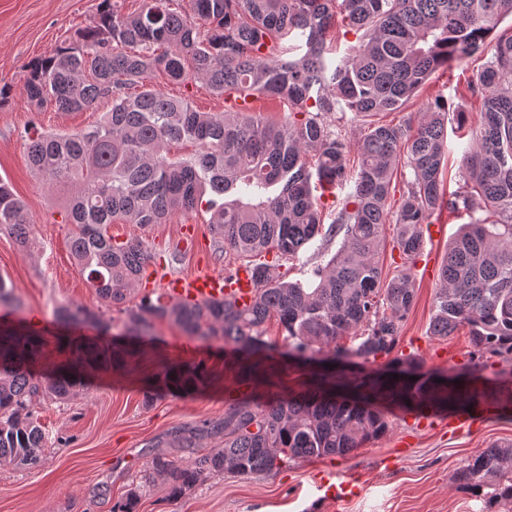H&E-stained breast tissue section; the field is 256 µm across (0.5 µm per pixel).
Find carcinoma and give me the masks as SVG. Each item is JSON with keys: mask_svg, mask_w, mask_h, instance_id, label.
I'll use <instances>...</instances> for the list:
<instances>
[{"mask_svg": "<svg viewBox=\"0 0 512 512\" xmlns=\"http://www.w3.org/2000/svg\"><path fill=\"white\" fill-rule=\"evenodd\" d=\"M167 0H145L122 14L102 0L98 20L74 42L36 61L25 90L31 103L61 112L111 103L83 132L46 134L27 129L28 161L44 183L64 197L60 212L70 226L74 263L101 299L125 304L151 259L139 240L116 242L117 220L148 226L176 212L205 206L210 231L224 250L260 258L252 264L257 294L249 304L170 303L144 295L124 308V327L141 338L154 323L170 320L185 335L221 339L240 356L274 358L264 326L278 321L288 338V367L336 362L363 367L388 356L414 302L409 264L424 245V225L435 212H463L469 222L448 244L435 294L430 334L447 337L469 329L474 355L512 360V0H188L184 11ZM357 34V46L339 61L328 57L336 25ZM294 43L286 46L283 40ZM130 48L118 52L117 45ZM484 53L487 61L469 80L480 99V125L470 134L462 186L446 195L441 175L448 151V120L462 129L466 112L437 96L427 101L416 127L390 125L379 116L405 107L440 68ZM160 74L184 84L200 80L224 96V114L197 111L186 98L155 89ZM288 102V119L273 123L250 113L249 101ZM335 112L359 117L358 173L353 191L336 203L323 227L325 191L349 178L348 144ZM192 143L186 157L168 147ZM314 158L308 165L307 158ZM403 190L391 202L394 180ZM321 190L320 195L314 191ZM395 214L393 248L404 263L382 279L383 229ZM23 249L33 233L21 200L0 181V231ZM341 238L336 254L312 270L308 285L277 272L316 239ZM272 256V261L264 260ZM0 304L21 311L13 286L0 276ZM64 326L98 324L100 315L76 307L59 310ZM358 333L359 343L338 340ZM68 366L44 381L36 370L45 339L0 328V463L36 465L49 433L35 418L42 395L65 401L80 384L75 367L106 356L108 342L56 338ZM208 360L163 367L154 384H202ZM410 405L461 404L452 392L468 385L487 396L489 380L436 382L417 360L396 358ZM418 380L413 381L411 377ZM352 394L318 387L266 403L234 398L224 421L179 430L172 448H187L179 461L157 454L139 477L150 488L162 480L178 499L224 474H264L297 460L344 457L389 428L384 412L362 394L363 375L351 377ZM214 445L203 448V441ZM459 489L485 500L486 512L512 509V444H492L466 460L451 477Z\"/></svg>", "mask_w": 512, "mask_h": 512, "instance_id": "1", "label": "carcinoma"}]
</instances>
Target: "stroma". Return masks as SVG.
<instances>
[{
	"mask_svg": "<svg viewBox=\"0 0 512 512\" xmlns=\"http://www.w3.org/2000/svg\"><path fill=\"white\" fill-rule=\"evenodd\" d=\"M101 0H0V179L8 182L25 206L33 226V243L21 249L0 231V275L12 281L25 304V315L54 321L59 307L83 306L101 314L110 338L123 332L126 315L110 307L76 268L68 247V227L59 213L63 199L33 172L27 160L28 127L52 134L83 131L99 122L108 104L80 112H60L53 106L32 105L25 92L31 64L72 42L78 31L94 23ZM477 55L463 65L433 74L427 86L406 108L383 114V122L416 121L425 101L441 95L466 110L470 127L481 116L466 88L483 66ZM153 84L164 94L188 99L201 112L220 113L223 97L198 81L173 84L156 76ZM210 215L198 210L173 214L166 223L146 227L112 224L119 241L138 240L153 256L140 294H163L161 272L189 276L200 272L224 274L243 265V258L225 252L210 232ZM464 214L435 216L425 234L423 250L411 268L414 304L406 315L395 355L413 356L424 370L456 375L496 377L512 372V362L497 357L472 359L468 329L441 338L431 335L439 271ZM180 330L156 322L153 338L141 340L121 369H88L73 396L60 402L36 400L34 411L50 434L40 463L27 470L0 466V512H111L130 490H138L139 475L150 454L183 457L169 447L181 429L224 418V393L232 381L224 371V343L212 340L201 348L209 357L211 379L193 392H167L148 400L149 380L165 364L186 361L173 351L171 338ZM390 427L379 438L344 457L298 461L261 475L218 476L195 491L170 499L165 485L138 491L137 512H485L481 498L463 492L450 477L467 459L493 443H512V407L471 429L448 428V410H438L437 423L419 429L406 423L407 409L387 404ZM356 479L361 493L345 502L320 500L314 481L320 469Z\"/></svg>",
	"mask_w": 512,
	"mask_h": 512,
	"instance_id": "stroma-1",
	"label": "stroma"
}]
</instances>
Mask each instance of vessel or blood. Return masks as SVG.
Listing matches in <instances>:
<instances>
[{
	"label": "vessel or blood",
	"mask_w": 512,
	"mask_h": 512,
	"mask_svg": "<svg viewBox=\"0 0 512 512\" xmlns=\"http://www.w3.org/2000/svg\"><path fill=\"white\" fill-rule=\"evenodd\" d=\"M255 288L256 283L246 266L231 275L174 276L165 283V292L170 300L197 304L224 299L246 304L251 301ZM494 410L493 404L478 397L474 399L470 412L451 418L450 423L460 429L474 421L493 417ZM318 491L322 499L344 500L357 493L358 485L355 481L339 479L334 472L325 470L321 473Z\"/></svg>",
	"instance_id": "1"
}]
</instances>
